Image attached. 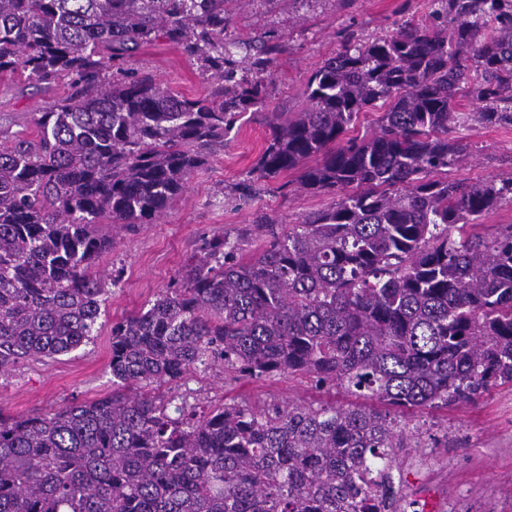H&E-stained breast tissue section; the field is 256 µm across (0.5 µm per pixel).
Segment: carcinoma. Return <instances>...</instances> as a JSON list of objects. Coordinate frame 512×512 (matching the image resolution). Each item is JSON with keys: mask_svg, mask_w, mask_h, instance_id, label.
<instances>
[{"mask_svg": "<svg viewBox=\"0 0 512 512\" xmlns=\"http://www.w3.org/2000/svg\"><path fill=\"white\" fill-rule=\"evenodd\" d=\"M390 36L345 40L311 74L239 198L303 169L328 210L243 258L206 240L147 310L112 324V392L47 415L0 412V512H422L399 456L419 408L512 383V177L465 183L458 131L512 126V0H432ZM224 0H0V79L70 93L37 134L0 132V375L97 331L94 268L112 230L163 215L265 87L237 77ZM164 37L223 83L187 98L149 75L112 79ZM468 97L475 112H460ZM385 107L378 131L345 138ZM312 157L314 167H304ZM305 373L355 403L185 405L149 391L198 366Z\"/></svg>", "mask_w": 512, "mask_h": 512, "instance_id": "cac0c4a2", "label": "carcinoma"}]
</instances>
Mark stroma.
Wrapping results in <instances>:
<instances>
[{
    "mask_svg": "<svg viewBox=\"0 0 512 512\" xmlns=\"http://www.w3.org/2000/svg\"><path fill=\"white\" fill-rule=\"evenodd\" d=\"M431 9V0H226L225 35L242 43L237 58L252 60L262 48L272 60L265 108L242 115L223 149L192 175L164 215L135 232L113 231L112 248L96 267L112 282L97 335L69 353L28 360L0 376V411L47 414L109 393L113 322L146 309L203 240L241 232L242 252L250 257L262 245L263 234L254 227L257 217L284 231L329 208L335 194L304 189L295 171L262 184L249 202L236 198L234 188L249 179L269 139V113L301 107L308 78L335 54L343 38L370 41L389 35L405 20L426 17ZM122 68L151 75L189 98L220 86L211 72L164 39L142 46ZM68 93L64 84L38 91L20 79L1 81L0 130L35 134L39 108ZM460 134L469 154L450 169L449 178L473 183L512 176V126L476 124ZM176 393L191 405L347 401L305 374L255 379L219 365L195 370ZM412 422L420 426L423 438L444 436L448 444L401 455L410 498L433 500L435 512H512V384L492 389L474 406L415 412Z\"/></svg>",
    "mask_w": 512,
    "mask_h": 512,
    "instance_id": "35a3bbf8",
    "label": "stroma"
}]
</instances>
